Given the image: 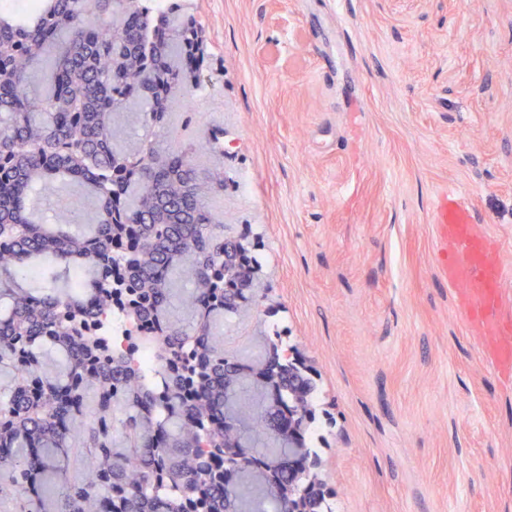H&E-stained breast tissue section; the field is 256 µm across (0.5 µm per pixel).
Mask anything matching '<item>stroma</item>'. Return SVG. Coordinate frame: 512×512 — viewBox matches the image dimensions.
Here are the masks:
<instances>
[{"label":"stroma","mask_w":512,"mask_h":512,"mask_svg":"<svg viewBox=\"0 0 512 512\" xmlns=\"http://www.w3.org/2000/svg\"><path fill=\"white\" fill-rule=\"evenodd\" d=\"M221 127L225 233L261 265L227 352L310 361L334 512H512V378L441 278L461 191L512 268V0H182Z\"/></svg>","instance_id":"35a3bbf8"}]
</instances>
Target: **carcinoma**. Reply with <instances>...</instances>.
Listing matches in <instances>:
<instances>
[{"instance_id": "carcinoma-1", "label": "carcinoma", "mask_w": 512, "mask_h": 512, "mask_svg": "<svg viewBox=\"0 0 512 512\" xmlns=\"http://www.w3.org/2000/svg\"><path fill=\"white\" fill-rule=\"evenodd\" d=\"M117 17L118 29L105 19ZM200 27L167 0L0 5V495L7 512H290L303 481L288 455L316 458L315 411L298 438L284 415L297 381L288 349L260 369L224 355V321L251 305L245 264L224 260V152L169 122L205 90ZM139 104L152 132L117 147L114 116ZM213 160L198 166L197 152ZM78 183L95 223L35 207L48 183ZM121 315L151 346L140 372L100 330ZM278 432V447L268 437Z\"/></svg>"}]
</instances>
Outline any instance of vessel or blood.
I'll list each match as a JSON object with an SVG mask.
<instances>
[{
    "label": "vessel or blood",
    "mask_w": 512,
    "mask_h": 512,
    "mask_svg": "<svg viewBox=\"0 0 512 512\" xmlns=\"http://www.w3.org/2000/svg\"><path fill=\"white\" fill-rule=\"evenodd\" d=\"M432 221L444 256L441 277L466 310L475 333L483 336L486 352L511 377L512 319L500 313L501 288L511 272L461 192L451 189L437 195Z\"/></svg>",
    "instance_id": "vessel-or-blood-1"
}]
</instances>
